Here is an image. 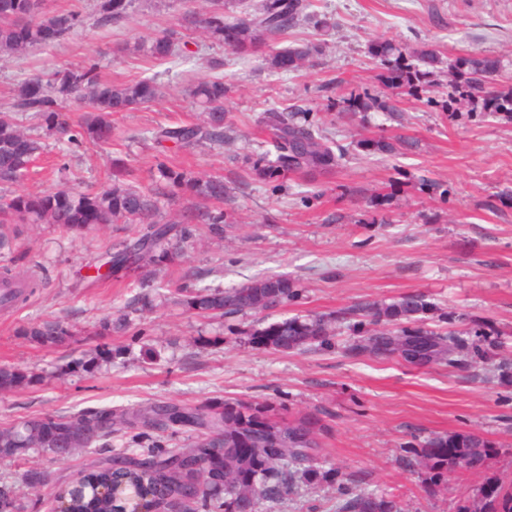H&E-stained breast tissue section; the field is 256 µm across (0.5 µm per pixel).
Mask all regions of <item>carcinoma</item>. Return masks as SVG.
<instances>
[{
	"label": "carcinoma",
	"mask_w": 512,
	"mask_h": 512,
	"mask_svg": "<svg viewBox=\"0 0 512 512\" xmlns=\"http://www.w3.org/2000/svg\"><path fill=\"white\" fill-rule=\"evenodd\" d=\"M42 0H0V52L24 56L36 47L49 45L69 34L81 23L76 11L47 16ZM135 0H99L102 20L117 23L127 17ZM309 0H261L254 12L231 14L225 0H209V6L185 12L188 24L200 29L213 43L243 57L264 45L265 38L294 27L304 20H315L322 28L327 18L314 19ZM178 32H164L139 44L144 56L165 61L176 55ZM319 52L316 46L284 48L265 57L273 72H291L302 67ZM372 54L392 61L397 78L408 93L417 91L411 71L401 65L402 51L389 41L372 48ZM456 67L470 74L469 91H485L482 79L490 78L497 61L476 54L461 58ZM99 63L89 56L77 68H65L51 75H29L14 92L11 109L0 112V180L16 183L32 172L44 150L42 137L28 132L16 112H29L48 132L70 128L62 110L68 103L87 109L75 124L69 142L88 141L98 145L112 142L113 116L138 110L154 102L160 89L152 78L135 82H104ZM228 88L221 78L201 80L190 90L200 117L193 123L156 128L159 143H229L224 133V98ZM260 123L270 136L273 151L253 162L255 175L273 179L292 171L328 173L340 165L328 139L315 125L300 122L296 113L269 108ZM155 188L145 192L131 181L113 182L97 190L75 191L62 187L40 193H22L0 203V229L6 224H58L67 230L83 232L110 224H143L144 232L131 244L113 252L111 270L159 266L179 254L172 232L179 241L191 236L186 225L202 221L210 230H220L224 210H188L163 221L157 218L158 200L189 195L206 203L224 202V178L196 175L165 162L157 164ZM181 224L183 228L176 229ZM40 287L32 274H21L8 266L0 267V305L25 302ZM297 295L294 282L286 275H268L231 288L204 285L185 290L169 300L198 316H230L273 311ZM433 309L426 296L408 293L391 304L365 303L352 308L362 317V335L355 349L362 354L393 358L404 347L419 345L430 352L429 360L454 363L452 354L460 339L453 332H439L423 326V318ZM340 316L315 315L308 318L283 317L249 333L258 346L279 352H306L329 344ZM41 344H56L71 335V327L56 319L36 320L26 330ZM26 374L12 366L0 367V393L20 386ZM156 431L182 429L197 433L196 440L182 448H151L141 453L123 452L107 459L92 457L93 448L112 434L125 429ZM318 420L304 416L294 423L272 418L263 403L235 401L207 406L159 402L112 410L91 408L76 413L25 419L0 429V456L19 457L31 450L67 458L75 454L89 457L80 477L83 491L67 483L54 493L52 507L68 504L66 512H124L126 502L112 496L118 479L166 512L175 499L181 512H255L262 502H278L293 491L300 476L314 472ZM486 441L477 434L436 436L424 448L416 449V462L434 470L435 482L445 480V471L457 464H471L485 454ZM46 473L30 468L22 474V484L37 490L47 484ZM339 512H402L398 501L379 498L369 492L352 493L338 486ZM17 493L0 489V512H22ZM483 512H512V489L498 486L486 492Z\"/></svg>",
	"instance_id": "obj_1"
}]
</instances>
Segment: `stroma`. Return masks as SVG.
Masks as SVG:
<instances>
[{"label": "stroma", "mask_w": 512, "mask_h": 512, "mask_svg": "<svg viewBox=\"0 0 512 512\" xmlns=\"http://www.w3.org/2000/svg\"><path fill=\"white\" fill-rule=\"evenodd\" d=\"M67 9L78 10L82 24L63 39L22 58L0 52V109L31 72L74 68L90 55L100 58L102 79L152 76L161 95L116 117L111 144L71 147L64 135H45L37 174L0 183L1 199L63 182L98 186L128 170L148 191L164 154L187 170L223 176L226 192L222 233L192 225L179 257L155 276L162 289L230 287L285 274L298 288L281 309L288 316L421 292L433 305L428 326L451 325L465 344L452 367L357 357L350 349L359 331L350 320L330 346L265 349L248 336L261 315L202 318L158 298L145 310L136 301L141 269L93 280L95 266L133 241L140 225L76 234L55 224H20L12 248L0 251V266L36 272L43 286L26 304L0 308V365L32 376L0 394V426L102 406L263 401L282 418L309 413L323 425L317 477L297 481L272 512H337L340 485L396 499L403 512H480L488 486L512 481V112L492 113L464 96L447 63L474 53L493 58V88L511 94L512 0H314L329 28L303 22L266 41L264 55L319 46L309 65L283 74L185 26L181 0H136L126 20L109 25L99 23L96 0H46L47 14ZM169 30L185 42L186 57L156 63L135 51L140 39ZM382 40L407 57L438 52L442 62L418 94H399L393 70L371 55ZM217 74L229 88L231 144L172 145L159 153L151 131L195 120L189 90ZM273 106L307 112L345 154L344 165L258 179L253 161L268 148L259 118ZM121 314L128 325L105 331L104 322ZM39 319L61 320L75 334L57 347L40 345L25 334ZM95 348L111 350V359L91 374L70 370L72 358ZM457 433L483 437L485 460L457 465L442 483L408 465V449ZM191 440L183 430L129 432L95 454L179 448ZM82 462L33 452L0 459V486L22 494L25 512H49L47 491L24 487L22 473L38 468L57 484Z\"/></svg>", "instance_id": "stroma-1"}]
</instances>
